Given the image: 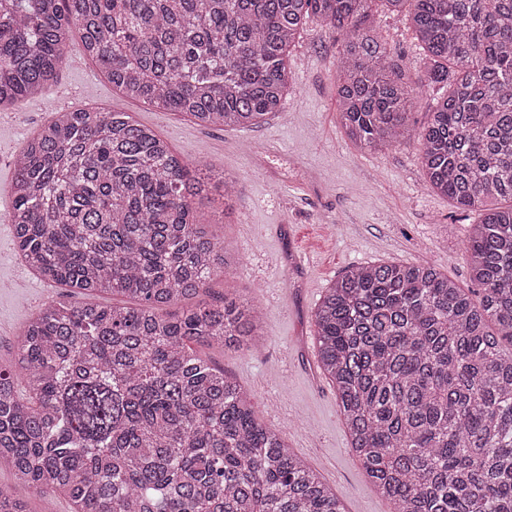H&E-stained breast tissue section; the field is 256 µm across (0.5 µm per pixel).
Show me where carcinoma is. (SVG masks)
I'll list each match as a JSON object with an SVG mask.
<instances>
[{"mask_svg": "<svg viewBox=\"0 0 512 512\" xmlns=\"http://www.w3.org/2000/svg\"><path fill=\"white\" fill-rule=\"evenodd\" d=\"M377 4L407 12L426 51L415 87L378 39ZM311 16L340 35L353 143H400L417 92L448 85L417 133L422 168L480 212L464 246L478 303L425 263L354 265L327 288L315 339L351 446L396 512H512V0H0V103L50 85L76 31L124 96L258 126L288 93ZM14 171L26 266L133 304L54 299L31 314L0 363V468L42 495L67 491L80 512H341L244 389L190 348L264 342L259 305L188 304L227 265L193 199L222 189L227 203L236 179L197 176L110 106L60 113ZM0 512L30 508L0 490Z\"/></svg>", "mask_w": 512, "mask_h": 512, "instance_id": "1", "label": "carcinoma"}]
</instances>
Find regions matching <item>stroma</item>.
I'll use <instances>...</instances> for the list:
<instances>
[{
	"label": "stroma",
	"instance_id": "1",
	"mask_svg": "<svg viewBox=\"0 0 512 512\" xmlns=\"http://www.w3.org/2000/svg\"><path fill=\"white\" fill-rule=\"evenodd\" d=\"M377 33L402 79L417 85L423 49L406 15L378 12ZM337 36L306 20L288 57L293 88L280 110L253 127L202 126L190 116L124 97L87 56L69 44L55 82L42 95L0 112V361L13 358L19 332L43 302L108 305L111 295L40 279L19 259L11 224L12 159L59 111L113 106L152 128L187 164L237 178L232 208L221 193L195 201L200 223L228 246L229 266L197 301L223 295L264 310L261 350L198 343L196 355L223 369L248 392L259 420L279 430L341 500L345 512H393L354 457L335 385L317 361L314 311L348 266L378 261L429 263L472 289L463 242L479 219L430 189L416 130L440 96L418 94L408 114L411 137L384 150L363 149L346 136L337 112Z\"/></svg>",
	"mask_w": 512,
	"mask_h": 512
}]
</instances>
